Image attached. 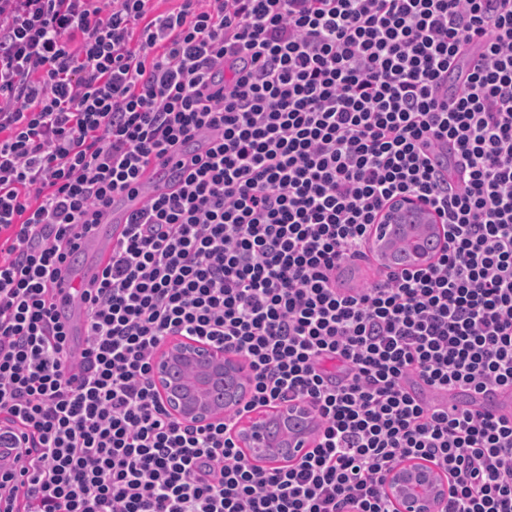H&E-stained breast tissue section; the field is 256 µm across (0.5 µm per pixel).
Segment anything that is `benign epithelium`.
<instances>
[{
	"label": "benign epithelium",
	"instance_id": "1",
	"mask_svg": "<svg viewBox=\"0 0 512 512\" xmlns=\"http://www.w3.org/2000/svg\"><path fill=\"white\" fill-rule=\"evenodd\" d=\"M411 244L410 262L425 268L432 262L435 240L444 234L415 197L391 201L374 225L383 240L395 233ZM156 387L177 418L206 425L238 409L248 396V367L241 357L223 348L181 336L168 339L153 361ZM315 420L305 403L253 410L239 422L235 438L252 461L288 462L310 447ZM384 493L398 512H439L448 498V481L428 465L405 460L389 472Z\"/></svg>",
	"mask_w": 512,
	"mask_h": 512
}]
</instances>
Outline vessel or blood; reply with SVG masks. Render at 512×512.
Here are the masks:
<instances>
[{
	"mask_svg": "<svg viewBox=\"0 0 512 512\" xmlns=\"http://www.w3.org/2000/svg\"><path fill=\"white\" fill-rule=\"evenodd\" d=\"M191 157V151L184 150L154 159L136 190L114 196L105 224L99 225L93 235L80 238L76 254L81 262L69 264L58 283L62 297L57 301V310L71 336L83 335L86 316L85 305L73 300V291L89 287L100 275L110 247L116 241L120 224L125 223L128 216L141 205L145 193L177 183L188 173ZM456 401L496 418H512L511 390L495 389L482 393L463 390L458 393Z\"/></svg>",
	"mask_w": 512,
	"mask_h": 512,
	"instance_id": "b4317fda",
	"label": "vessel or blood"
}]
</instances>
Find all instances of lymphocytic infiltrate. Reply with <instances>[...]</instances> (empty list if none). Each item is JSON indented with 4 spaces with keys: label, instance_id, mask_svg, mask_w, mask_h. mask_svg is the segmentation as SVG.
<instances>
[{
    "label": "lymphocytic infiltrate",
    "instance_id": "f902f5d3",
    "mask_svg": "<svg viewBox=\"0 0 512 512\" xmlns=\"http://www.w3.org/2000/svg\"><path fill=\"white\" fill-rule=\"evenodd\" d=\"M153 2L0 0V415L33 441L26 512H396L413 458L447 476L441 512H512V422L452 402L512 388V0ZM203 133L69 346L74 228ZM404 195L445 248L339 287ZM172 336L246 361L245 410L307 403L312 447L258 466L239 412L174 417L152 377Z\"/></svg>",
    "mask_w": 512,
    "mask_h": 512
}]
</instances>
